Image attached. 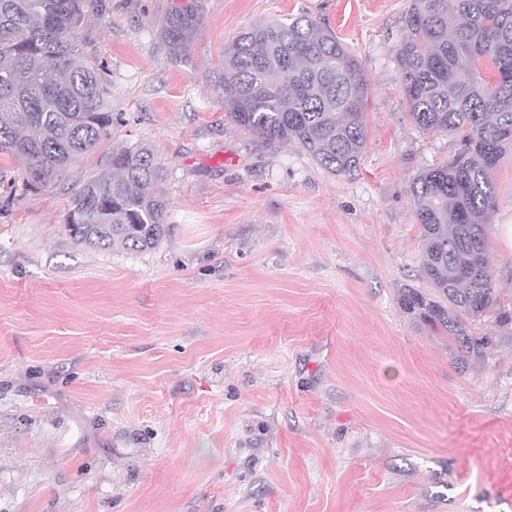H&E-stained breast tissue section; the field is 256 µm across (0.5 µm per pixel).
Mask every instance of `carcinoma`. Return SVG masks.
I'll use <instances>...</instances> for the list:
<instances>
[{"instance_id":"cac0c4a2","label":"carcinoma","mask_w":512,"mask_h":512,"mask_svg":"<svg viewBox=\"0 0 512 512\" xmlns=\"http://www.w3.org/2000/svg\"><path fill=\"white\" fill-rule=\"evenodd\" d=\"M101 2L0 0V154L14 158L27 191L57 184L111 135L104 65L80 48L85 17ZM202 23L199 0L164 18L159 35L173 62L187 60ZM395 61L415 126L458 141L451 160L412 183L420 276L430 290L406 286L397 302L468 357L482 347L470 326L497 302L486 245L496 204L490 176L512 147V0H410ZM220 82L236 125L298 145L333 175L358 167L370 84L327 24L301 15L241 33L224 49ZM158 177L152 148L112 153L72 196V238L102 250L155 248L166 233Z\"/></svg>"}]
</instances>
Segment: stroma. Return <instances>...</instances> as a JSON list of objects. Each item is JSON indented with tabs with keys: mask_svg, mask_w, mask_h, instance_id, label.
<instances>
[{
	"mask_svg": "<svg viewBox=\"0 0 512 512\" xmlns=\"http://www.w3.org/2000/svg\"><path fill=\"white\" fill-rule=\"evenodd\" d=\"M178 2L87 16L114 120L64 181L11 196L0 157V512H512V149L492 173L498 301L463 359L397 303L426 286L410 187L457 148L409 116L392 52L409 0H200L175 64L159 28ZM302 14L371 82L347 175L224 109L225 46ZM141 144L166 235L75 243L72 194Z\"/></svg>",
	"mask_w": 512,
	"mask_h": 512,
	"instance_id": "stroma-1",
	"label": "stroma"
}]
</instances>
